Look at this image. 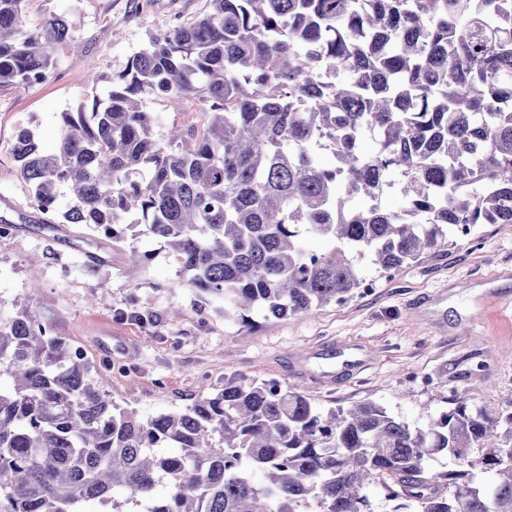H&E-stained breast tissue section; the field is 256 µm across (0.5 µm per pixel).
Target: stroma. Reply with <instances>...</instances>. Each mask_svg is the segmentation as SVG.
Here are the masks:
<instances>
[{
    "label": "stroma",
    "mask_w": 512,
    "mask_h": 512,
    "mask_svg": "<svg viewBox=\"0 0 512 512\" xmlns=\"http://www.w3.org/2000/svg\"><path fill=\"white\" fill-rule=\"evenodd\" d=\"M207 9L208 0H26V29L62 14L71 38L46 81L0 86V219L13 226L0 238V321L32 306L107 374L111 397L145 417L227 381L267 379L325 407L374 400L413 425L459 395L474 409L512 412V224L479 225L475 244L392 274L359 257L365 285L344 302L250 329L181 286L177 262L147 234L112 242L78 224L43 228L14 160L18 129L38 125L43 151L54 152L61 112L101 92L150 36ZM145 106L159 138L205 122L188 103ZM135 250L149 260L134 261Z\"/></svg>",
    "instance_id": "stroma-1"
}]
</instances>
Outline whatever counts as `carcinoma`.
I'll return each instance as SVG.
<instances>
[{"mask_svg": "<svg viewBox=\"0 0 512 512\" xmlns=\"http://www.w3.org/2000/svg\"><path fill=\"white\" fill-rule=\"evenodd\" d=\"M25 2L0 0V85L44 81L71 38L60 15L18 37ZM147 97L207 121L158 140ZM58 138L14 144L44 228L142 224L224 319L307 314L363 287L357 256L395 272L512 224V0H209L60 113ZM391 181L397 210L377 205ZM2 380L0 512H376L373 489L392 512H512V412L465 399L412 426L228 381L144 419L28 307L0 325Z\"/></svg>", "mask_w": 512, "mask_h": 512, "instance_id": "cac0c4a2", "label": "carcinoma"}]
</instances>
